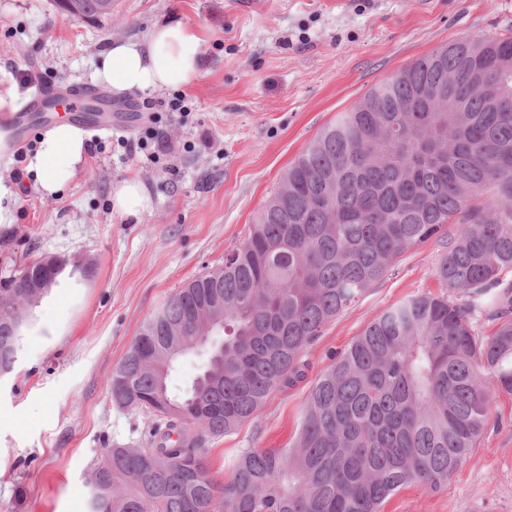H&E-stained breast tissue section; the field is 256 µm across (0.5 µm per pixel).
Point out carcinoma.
I'll return each mask as SVG.
<instances>
[{
  "label": "carcinoma",
  "instance_id": "cac0c4a2",
  "mask_svg": "<svg viewBox=\"0 0 512 512\" xmlns=\"http://www.w3.org/2000/svg\"><path fill=\"white\" fill-rule=\"evenodd\" d=\"M484 197L472 205L475 197ZM458 223L437 277L372 321L317 376L287 448H247L225 479L210 439L302 377L323 327L406 250ZM36 259L0 288V375L47 294ZM512 37L452 40L372 88L296 157L224 265L142 323L112 403L153 417L87 481L89 512H381L467 462L512 394ZM29 311L21 327L8 308ZM495 322L490 335L481 321ZM197 372L170 383L178 361Z\"/></svg>",
  "mask_w": 512,
  "mask_h": 512
}]
</instances>
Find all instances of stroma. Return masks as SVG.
<instances>
[{
    "instance_id": "1",
    "label": "stroma",
    "mask_w": 512,
    "mask_h": 512,
    "mask_svg": "<svg viewBox=\"0 0 512 512\" xmlns=\"http://www.w3.org/2000/svg\"><path fill=\"white\" fill-rule=\"evenodd\" d=\"M179 23L201 40L200 77L186 113L141 109V91L112 96L117 128L102 152L58 194L16 179L0 152V183L15 221L0 224V286L54 254L91 260L88 277L53 291L13 372L0 378V512H86L85 482L107 449L142 438L148 416L113 405L108 379L142 322L176 289L221 267L246 239L288 165L375 85L460 38L512 36V0H118L92 23L61 16L53 0H0V123L50 82L98 84L113 42ZM159 162L133 153L145 130ZM139 181L135 217L112 211V189ZM455 232L447 225L401 254L390 270L323 328L302 354L306 377L208 444L212 476L247 448L295 439L314 379L366 326L401 302L439 290L436 270ZM502 424L479 439L447 487L410 486L383 512H512V396Z\"/></svg>"
}]
</instances>
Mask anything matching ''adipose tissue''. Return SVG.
Masks as SVG:
<instances>
[{"instance_id":"adipose-tissue-1","label":"adipose tissue","mask_w":512,"mask_h":512,"mask_svg":"<svg viewBox=\"0 0 512 512\" xmlns=\"http://www.w3.org/2000/svg\"><path fill=\"white\" fill-rule=\"evenodd\" d=\"M201 43L181 24L155 26L141 41H119L104 55L98 77L114 91H155L189 85L201 74ZM86 156L83 133L61 123L48 130L27 170L43 196L57 194L80 173Z\"/></svg>"}]
</instances>
